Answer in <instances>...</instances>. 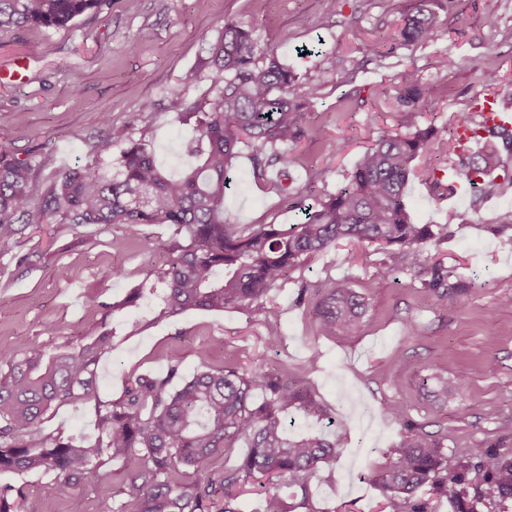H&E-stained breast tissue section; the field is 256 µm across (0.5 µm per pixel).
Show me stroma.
Instances as JSON below:
<instances>
[{"instance_id":"1","label":"stroma","mask_w":512,"mask_h":512,"mask_svg":"<svg viewBox=\"0 0 512 512\" xmlns=\"http://www.w3.org/2000/svg\"><path fill=\"white\" fill-rule=\"evenodd\" d=\"M416 0H111L104 10L69 29L0 30V141L40 166L42 181L91 163L99 138L145 137L168 173L192 158L184 143L192 123L170 108V89L188 70L203 67L204 47L232 21L274 47L300 82L321 84L312 120L321 141L301 140L290 152L294 191L307 200L336 192L380 128L400 130L396 76L417 69L428 93L424 123L447 136L475 96L493 91L512 98V0H430L443 35L404 44L397 26ZM494 15L497 29L485 24ZM383 96H375V88ZM151 110H143L144 102ZM235 184L224 198L230 223L295 224L300 213L270 183L253 179L239 158ZM419 224H444L448 238L423 248L426 261L443 260L457 278H479V288L440 295L406 271L382 275L383 254L374 245L347 242L305 261L260 304L221 312L190 310L162 319L163 290L150 269L168 260L175 228L152 224L144 240L114 247L117 225L33 224L21 242L0 244V364L19 355L18 341L51 351L86 342L108 321L112 349L98 365L101 400L122 396L128 376L167 371L179 358L184 374L201 366H262L287 370L308 383L316 400L345 418L335 458L320 464L303 484L283 491L286 512H387L373 480L388 464L406 425L444 437L447 448L481 454L512 449V227L501 214L512 209V188L473 205L434 196L421 178L407 189ZM473 210L459 225L455 212ZM346 279L364 294L369 310L351 335L323 336L313 313L316 282ZM139 292L135 306L106 315L105 305ZM278 324L277 346L265 343L267 323ZM464 387L437 399L441 380ZM394 402L397 421L381 406ZM93 436L85 404L64 405L39 424L51 434L60 424ZM23 486L21 512H99L102 502L137 512L118 463L68 495L58 494L48 473L0 474V483Z\"/></svg>"}]
</instances>
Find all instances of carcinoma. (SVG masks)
Here are the masks:
<instances>
[{
  "instance_id": "carcinoma-1",
  "label": "carcinoma",
  "mask_w": 512,
  "mask_h": 512,
  "mask_svg": "<svg viewBox=\"0 0 512 512\" xmlns=\"http://www.w3.org/2000/svg\"><path fill=\"white\" fill-rule=\"evenodd\" d=\"M106 0H0V29H61L97 12ZM399 36L405 44L442 36L436 14L418 0ZM211 87L208 95L186 105V92L198 72L181 75L171 90V108L190 110L195 136L186 151L196 163L179 175L168 173L143 138L123 139L116 170L99 161L112 159L118 140L105 137L91 146L94 162L58 174L46 185L31 158L16 156L0 143V243L24 233L30 224H118L124 237L116 247L144 236L150 224H172L179 240L171 256L150 274L165 288L159 316L187 310L222 311L258 304L307 259L346 240L376 244L386 255L382 272H409L434 292L451 284L441 262L425 263L420 247L448 239L446 224H417L407 204L413 163L424 168L432 193L444 196L447 170L473 195L493 193L502 178L501 153L512 154V126L490 127L482 113L485 99L461 113L448 137L421 127L420 104L426 96L418 70L398 74L396 99L404 132L382 129L374 145L358 159L347 182L312 202L297 200L301 221L239 227L224 218V196L231 189L232 160L248 152L256 179L280 170L273 188L291 193L288 147L303 139L319 140L323 130L310 120L321 85H301L272 47H262L252 32L233 22L207 47ZM479 280L451 286L462 291ZM321 334L355 330L367 311L366 298L349 281L323 280L314 285ZM112 348L106 321L93 328L89 341L45 353L19 341L20 358L0 365V473L23 476L54 474L56 491L70 494L96 475L106 460L121 463L139 512H235L232 507L249 480L266 478L265 512H285L281 489L313 475L336 455V440L323 433L290 436L285 419L303 409L326 419L335 430L345 422L319 405L312 388L285 372L260 367H204L185 376L181 362L169 358L164 375L142 373L128 379L124 394L110 401L97 392L101 355ZM262 388L261 402L253 390ZM94 403L96 436L78 437L62 425L45 435L38 423L49 410L69 403ZM241 438L250 450L224 471L207 468L215 456H231ZM448 466L443 439L409 428L394 458L374 480L388 512H430L420 495L428 487L453 504L454 512H507L512 505V452L488 449L474 455L452 449ZM22 497L10 483L0 484V512H18Z\"/></svg>"
}]
</instances>
